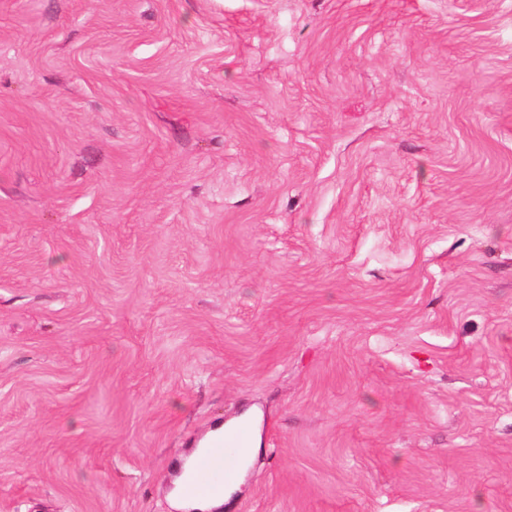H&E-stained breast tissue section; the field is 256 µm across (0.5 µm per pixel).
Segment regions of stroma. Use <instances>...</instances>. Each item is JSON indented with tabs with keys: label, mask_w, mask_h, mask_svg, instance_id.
<instances>
[{
	"label": "stroma",
	"mask_w": 512,
	"mask_h": 512,
	"mask_svg": "<svg viewBox=\"0 0 512 512\" xmlns=\"http://www.w3.org/2000/svg\"><path fill=\"white\" fill-rule=\"evenodd\" d=\"M512 512V0H0V512ZM246 446V434L243 430L228 432L224 439L207 451L198 455L192 463V476L182 486V493L191 498H210L219 496L224 490V481L234 476L239 463V452ZM187 499L183 506L187 509L205 512L220 506L225 498Z\"/></svg>",
	"instance_id": "1"
}]
</instances>
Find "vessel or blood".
I'll use <instances>...</instances> for the list:
<instances>
[{"label": "vessel or blood", "instance_id": "1", "mask_svg": "<svg viewBox=\"0 0 512 512\" xmlns=\"http://www.w3.org/2000/svg\"><path fill=\"white\" fill-rule=\"evenodd\" d=\"M245 446L244 431L226 433L222 441L194 459L192 476L182 486L183 494L191 498L219 496L224 490L225 480L234 476L240 453Z\"/></svg>", "mask_w": 512, "mask_h": 512}]
</instances>
